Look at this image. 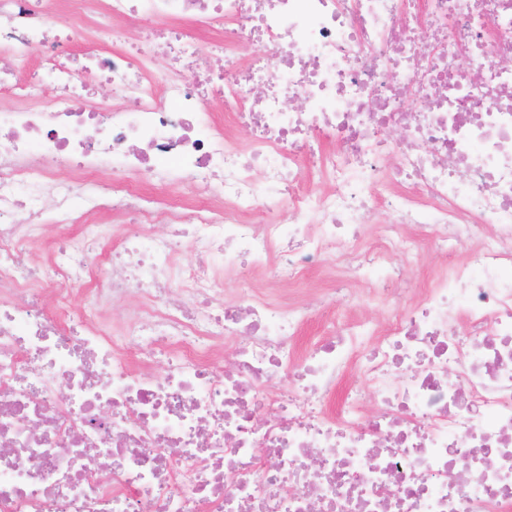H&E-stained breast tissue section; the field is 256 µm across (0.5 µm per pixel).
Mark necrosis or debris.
<instances>
[{
  "instance_id": "obj_1",
  "label": "necrosis or debris",
  "mask_w": 512,
  "mask_h": 512,
  "mask_svg": "<svg viewBox=\"0 0 512 512\" xmlns=\"http://www.w3.org/2000/svg\"><path fill=\"white\" fill-rule=\"evenodd\" d=\"M68 2L149 21L173 56L150 71L112 29L35 65L82 28L0 0V92L26 100L0 106V512H512V0ZM98 82L121 104L88 105ZM169 172L223 209L157 215L131 179ZM426 247L453 261L402 299L393 257ZM247 269L323 270L316 302L341 308L361 284L387 322L299 346L308 308L225 291ZM132 293L109 334L99 297Z\"/></svg>"
}]
</instances>
